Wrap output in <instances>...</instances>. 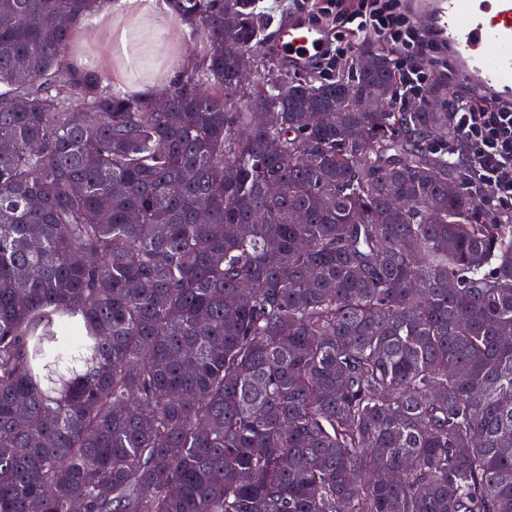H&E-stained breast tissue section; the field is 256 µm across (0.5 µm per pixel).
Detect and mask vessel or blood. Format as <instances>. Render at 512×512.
<instances>
[{"mask_svg":"<svg viewBox=\"0 0 512 512\" xmlns=\"http://www.w3.org/2000/svg\"><path fill=\"white\" fill-rule=\"evenodd\" d=\"M424 21V38L448 45L466 83L512 91V0H409ZM329 40L325 29L296 19L278 40L277 58L300 69L320 55Z\"/></svg>","mask_w":512,"mask_h":512,"instance_id":"obj_1","label":"vessel or blood"}]
</instances>
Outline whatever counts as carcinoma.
I'll list each match as a JSON object with an SVG mask.
<instances>
[{
	"instance_id": "1",
	"label": "carcinoma",
	"mask_w": 512,
	"mask_h": 512,
	"mask_svg": "<svg viewBox=\"0 0 512 512\" xmlns=\"http://www.w3.org/2000/svg\"><path fill=\"white\" fill-rule=\"evenodd\" d=\"M97 2L0 0V512H512V211L450 112L169 0L174 123L68 62Z\"/></svg>"
}]
</instances>
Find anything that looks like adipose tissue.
<instances>
[{
	"label": "adipose tissue",
	"mask_w": 512,
	"mask_h": 512,
	"mask_svg": "<svg viewBox=\"0 0 512 512\" xmlns=\"http://www.w3.org/2000/svg\"><path fill=\"white\" fill-rule=\"evenodd\" d=\"M95 21L110 32L112 57L120 63L112 72L116 84L148 97L158 95L168 86L170 71L148 78L143 75L147 57L173 47L165 0H109Z\"/></svg>",
	"instance_id": "obj_1"
}]
</instances>
